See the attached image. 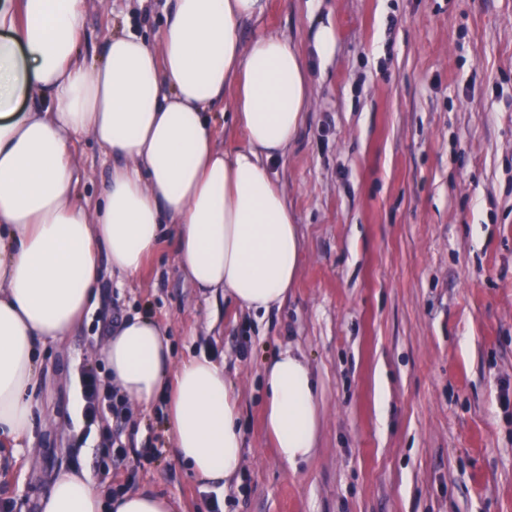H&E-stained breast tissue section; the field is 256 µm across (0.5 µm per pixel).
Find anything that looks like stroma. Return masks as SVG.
<instances>
[{"label": "stroma", "instance_id": "stroma-1", "mask_svg": "<svg viewBox=\"0 0 512 512\" xmlns=\"http://www.w3.org/2000/svg\"><path fill=\"white\" fill-rule=\"evenodd\" d=\"M165 0H86L81 53L113 28L156 43ZM326 26L327 61L314 49ZM288 34L313 99L271 163L303 247L285 301L253 313L195 288L164 226L124 285L103 277L95 307L39 349L37 398L51 424L0 443V505L37 512L52 476L176 498L183 512H512V0H263L243 38ZM83 199L97 204L112 160L76 145ZM149 314L175 360L207 352L239 394L242 472L224 488L178 459L159 405L124 412L99 447L77 420L84 367L126 315ZM303 353L322 396L316 455L291 468L263 429L267 360ZM508 403H501V396Z\"/></svg>", "mask_w": 512, "mask_h": 512}]
</instances>
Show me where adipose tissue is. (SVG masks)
<instances>
[{
    "mask_svg": "<svg viewBox=\"0 0 512 512\" xmlns=\"http://www.w3.org/2000/svg\"><path fill=\"white\" fill-rule=\"evenodd\" d=\"M85 0H0V438L31 439L38 346L62 340L102 274L136 279L162 224L197 287L265 312L298 278L301 240L269 172L311 103L310 74L289 37L243 39L261 0H168L159 46L114 32L103 56L79 49ZM229 99L242 145L217 147L213 106ZM112 160L96 208L82 203L73 146ZM107 380L133 405L163 400L179 459L217 486L243 466L238 397L212 356L174 361L153 319H124L97 348ZM264 428L294 467L318 442L321 396L294 351L265 368ZM39 512H173L150 492L103 493L85 474L50 481Z\"/></svg>",
    "mask_w": 512,
    "mask_h": 512,
    "instance_id": "ef3b65f1",
    "label": "adipose tissue"
}]
</instances>
